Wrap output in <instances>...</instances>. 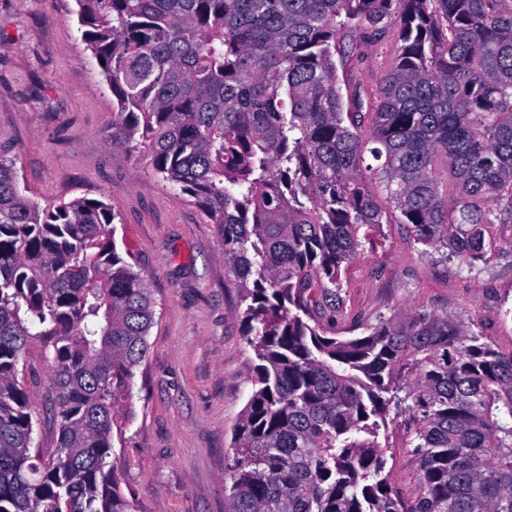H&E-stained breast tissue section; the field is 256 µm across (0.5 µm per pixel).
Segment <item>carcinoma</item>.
Listing matches in <instances>:
<instances>
[{
	"label": "carcinoma",
	"mask_w": 512,
	"mask_h": 512,
	"mask_svg": "<svg viewBox=\"0 0 512 512\" xmlns=\"http://www.w3.org/2000/svg\"><path fill=\"white\" fill-rule=\"evenodd\" d=\"M81 39L154 174L215 225L255 389L224 474L228 512H512V351L472 324L397 314L336 335L342 265L383 223L468 268L512 224L506 0H76ZM351 37L341 48V36ZM391 67L342 92L337 62L385 38ZM370 154L377 165L366 162ZM99 199L49 209L0 149V512H135L113 434L131 418L156 298ZM50 350L37 449L29 340ZM401 419L407 495L380 427Z\"/></svg>",
	"instance_id": "1"
}]
</instances>
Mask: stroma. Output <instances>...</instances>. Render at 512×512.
I'll return each instance as SVG.
<instances>
[{
  "label": "stroma",
  "mask_w": 512,
  "mask_h": 512,
  "mask_svg": "<svg viewBox=\"0 0 512 512\" xmlns=\"http://www.w3.org/2000/svg\"><path fill=\"white\" fill-rule=\"evenodd\" d=\"M77 10L75 0H0V144L10 146L20 187L39 208L82 197L108 203L118 215V252L155 293L134 418L114 442L124 491L137 512H225L230 445L254 389L239 290L214 225L119 134L115 99L81 40ZM393 53L382 41L338 75L376 84ZM371 189L386 222L341 269L337 335L425 310L473 323L512 350V320L502 319L512 311V226L498 225L500 252L470 270L446 251L424 253L382 186ZM379 441L392 481L410 487L401 427L381 430Z\"/></svg>",
  "instance_id": "35a3bbf8"
}]
</instances>
